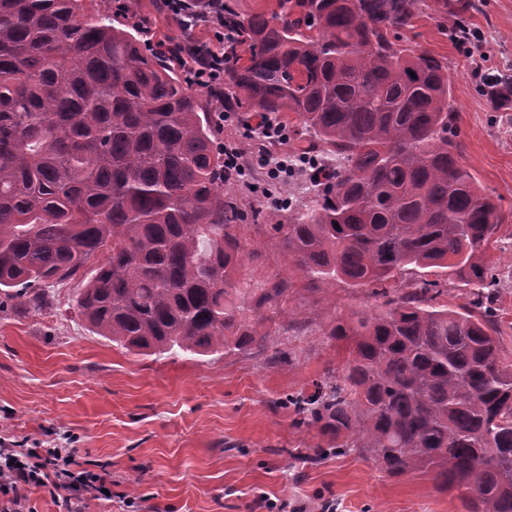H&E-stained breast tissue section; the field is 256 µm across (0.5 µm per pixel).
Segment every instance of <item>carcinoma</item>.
Listing matches in <instances>:
<instances>
[{"label": "carcinoma", "mask_w": 512, "mask_h": 512, "mask_svg": "<svg viewBox=\"0 0 512 512\" xmlns=\"http://www.w3.org/2000/svg\"><path fill=\"white\" fill-rule=\"evenodd\" d=\"M427 0H224V88L178 68L196 32L147 53L150 24L125 30L85 0H0V293L38 313L52 284L103 256L76 305L92 331L134 354L270 348L263 308L291 282L239 287L246 219L224 187L203 101L262 119L294 115L321 169L308 199L254 208L266 247L288 251L307 290L371 288L381 310L329 335L350 359L310 398H290L336 449L393 476L420 472L465 512H512V360L488 255L503 215L459 158L448 61L405 34ZM440 28L458 40L463 19ZM340 229H335L334 224ZM439 269L468 291L456 309ZM14 289L9 293L8 289Z\"/></svg>", "instance_id": "1"}]
</instances>
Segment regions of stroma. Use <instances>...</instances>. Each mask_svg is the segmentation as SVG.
Masks as SVG:
<instances>
[{"instance_id":"stroma-1","label":"stroma","mask_w":512,"mask_h":512,"mask_svg":"<svg viewBox=\"0 0 512 512\" xmlns=\"http://www.w3.org/2000/svg\"><path fill=\"white\" fill-rule=\"evenodd\" d=\"M475 3L464 14L468 28L481 34L490 64L512 76V0ZM438 24V16H423L412 39L448 60L460 162L500 199L507 220L489 254L512 279V104L492 102L466 46ZM95 267L88 262L56 284L42 312H0V444L62 448L75 436L82 458L112 476L111 500H87L83 512H127L130 499L140 512H267L268 498L285 512H321L325 500L333 512H464L427 476L389 475L357 450L302 461L330 438L319 426L297 427L280 400L313 393L327 371L342 367L349 346L328 328L377 312L368 289L340 282L313 294L287 253H246L236 278L288 274L290 304L310 321L306 332L280 330L273 315L276 345L263 353L135 355L77 312Z\"/></svg>"}]
</instances>
